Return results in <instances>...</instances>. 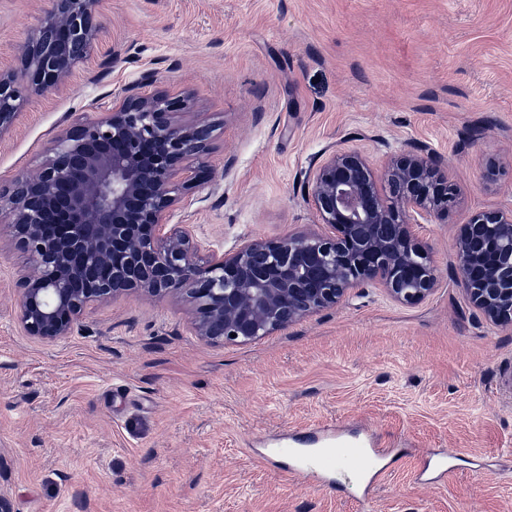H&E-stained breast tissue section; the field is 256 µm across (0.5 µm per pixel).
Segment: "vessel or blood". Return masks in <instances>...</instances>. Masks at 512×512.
<instances>
[{
    "mask_svg": "<svg viewBox=\"0 0 512 512\" xmlns=\"http://www.w3.org/2000/svg\"><path fill=\"white\" fill-rule=\"evenodd\" d=\"M330 445L326 448L308 450L302 448L299 441L283 438L270 451L271 457L287 460L291 472L298 475L327 473L342 465L352 473L379 475L381 459L373 449L367 448L364 441L348 439L336 434L330 436Z\"/></svg>",
    "mask_w": 512,
    "mask_h": 512,
    "instance_id": "1",
    "label": "vessel or blood"
}]
</instances>
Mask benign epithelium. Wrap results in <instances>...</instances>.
Masks as SVG:
<instances>
[{
  "mask_svg": "<svg viewBox=\"0 0 512 512\" xmlns=\"http://www.w3.org/2000/svg\"><path fill=\"white\" fill-rule=\"evenodd\" d=\"M50 2L19 48L20 66L0 71V136L25 96L65 85L99 41V0ZM189 109L186 97L128 94L63 129L37 174L0 188L12 215L8 244L31 263L19 300L29 335L62 340L87 305L131 291L186 304L194 334L221 344L260 340L365 283L402 304L431 293L436 269L414 224L446 217L456 203L433 154L404 151L378 176L361 153L335 151L307 185L323 231L204 254L185 228L165 224L184 161L210 149L213 127L182 120ZM455 250L470 301L511 326L512 210L472 214Z\"/></svg>",
  "mask_w": 512,
  "mask_h": 512,
  "instance_id": "benign-epithelium-1",
  "label": "benign epithelium"
}]
</instances>
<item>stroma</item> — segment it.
Returning a JSON list of instances; mask_svg holds the SVG:
<instances>
[{
  "label": "stroma",
  "instance_id": "35a3bbf8",
  "mask_svg": "<svg viewBox=\"0 0 512 512\" xmlns=\"http://www.w3.org/2000/svg\"><path fill=\"white\" fill-rule=\"evenodd\" d=\"M47 5L0 0V69ZM97 20L91 58L0 136V186L130 88L189 97L214 126L209 178L167 221L216 251L316 230L306 181L335 149L380 170L425 147L457 202L416 227L437 268L424 300L364 284L251 344L201 341L183 305L137 292L36 339L18 319L28 258L0 250L13 512H512V327L454 273L461 224L512 208V0H101ZM327 426L385 450L374 488L266 460L275 439Z\"/></svg>",
  "mask_w": 512,
  "mask_h": 512
}]
</instances>
